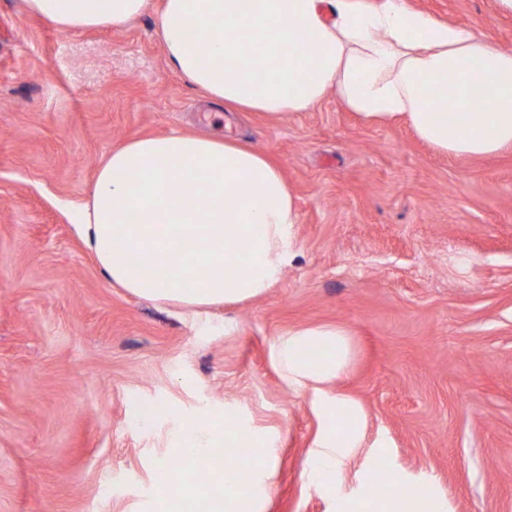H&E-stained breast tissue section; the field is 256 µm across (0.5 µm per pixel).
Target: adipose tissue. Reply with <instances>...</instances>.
<instances>
[{"instance_id":"obj_1","label":"adipose tissue","mask_w":512,"mask_h":512,"mask_svg":"<svg viewBox=\"0 0 512 512\" xmlns=\"http://www.w3.org/2000/svg\"><path fill=\"white\" fill-rule=\"evenodd\" d=\"M56 27L123 29L151 0H23ZM166 57L225 110L280 118L308 112L328 93L364 121L402 119L435 151L479 158L512 148V51L472 28L438 21L406 0H162ZM295 196L266 154L240 138L173 130L130 139L96 171L75 222L108 279L131 293L188 309L240 303L277 283L296 256ZM341 326L295 327L271 360L294 389L312 388L324 425L310 450L308 481L322 485L360 448L366 424L351 397L328 391L350 369ZM230 417L200 413L180 455L212 482L163 481L159 512L187 500L207 512H262L274 470L271 442L254 436L245 461ZM389 494L380 497L378 486ZM363 500L374 512H448L434 486L408 492L378 471Z\"/></svg>"}]
</instances>
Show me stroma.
I'll return each mask as SVG.
<instances>
[{
  "instance_id": "obj_1",
  "label": "stroma",
  "mask_w": 512,
  "mask_h": 512,
  "mask_svg": "<svg viewBox=\"0 0 512 512\" xmlns=\"http://www.w3.org/2000/svg\"><path fill=\"white\" fill-rule=\"evenodd\" d=\"M512 50L495 0H407ZM149 12L73 33L0 0V512H154L201 408L277 439L265 512H336L371 470L432 484L448 512H512V150L435 152L335 95L233 135L271 156L300 214L297 255L265 294L191 316L112 284L66 212L129 139L215 131ZM237 326L224 333L225 320ZM333 324L354 362L332 390L367 415L335 488L306 481L322 421L285 384L275 339ZM159 407L129 423V398Z\"/></svg>"
}]
</instances>
